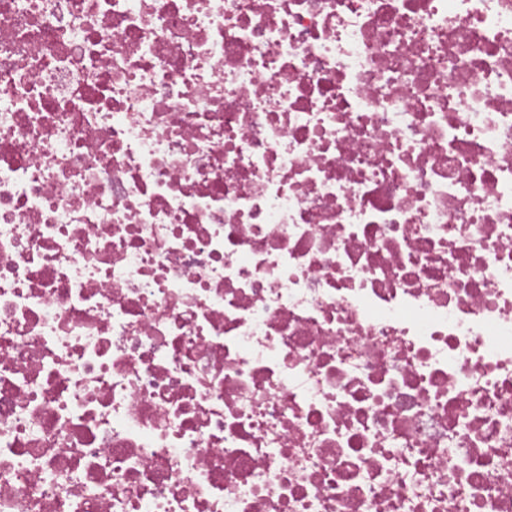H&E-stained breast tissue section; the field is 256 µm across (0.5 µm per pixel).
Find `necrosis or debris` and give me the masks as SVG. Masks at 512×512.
<instances>
[{
	"label": "necrosis or debris",
	"instance_id": "1",
	"mask_svg": "<svg viewBox=\"0 0 512 512\" xmlns=\"http://www.w3.org/2000/svg\"><path fill=\"white\" fill-rule=\"evenodd\" d=\"M0 512H512V0H0Z\"/></svg>",
	"mask_w": 512,
	"mask_h": 512
}]
</instances>
